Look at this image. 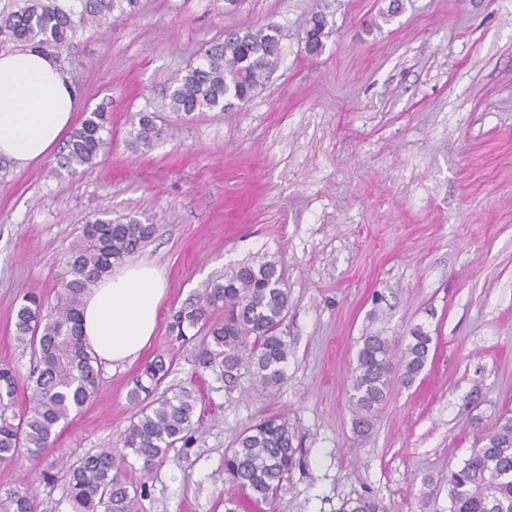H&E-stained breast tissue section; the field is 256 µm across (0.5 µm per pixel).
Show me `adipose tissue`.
<instances>
[{
	"label": "adipose tissue",
	"instance_id": "1",
	"mask_svg": "<svg viewBox=\"0 0 512 512\" xmlns=\"http://www.w3.org/2000/svg\"><path fill=\"white\" fill-rule=\"evenodd\" d=\"M77 108L71 79L36 50L0 52V158L26 167L45 158ZM166 283L155 265L129 263L83 297L82 334L103 362L134 361L153 340Z\"/></svg>",
	"mask_w": 512,
	"mask_h": 512
}]
</instances>
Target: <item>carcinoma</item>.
I'll return each instance as SVG.
<instances>
[{
    "instance_id": "obj_1",
    "label": "carcinoma",
    "mask_w": 512,
    "mask_h": 512,
    "mask_svg": "<svg viewBox=\"0 0 512 512\" xmlns=\"http://www.w3.org/2000/svg\"><path fill=\"white\" fill-rule=\"evenodd\" d=\"M122 0H15L0 11V51L33 48L62 60L78 30L109 27ZM308 55L320 56L328 37L322 11L308 21ZM282 30L275 24L224 31V40L208 44L199 62L173 81L169 108L187 116L225 112L251 99L277 68ZM110 116L102 108L88 113L67 141L61 167L72 176L98 164L108 145ZM132 144L150 148L162 134L155 116L138 113L131 119ZM156 227L134 217L112 219L103 210L83 225L78 241L65 258L56 303L33 288L23 296L14 322L18 341L36 359L29 376L32 395L23 411L15 409L18 377L0 366V465L21 458L38 459L52 445L60 424L92 400L99 388L100 366L81 334L80 307L86 292L112 273V268L138 252ZM289 293L275 263H239L224 275L201 285L191 302L173 317L170 331L184 341L189 332L206 331L209 341L202 363L222 369L233 383L247 374L264 388H277L285 376L288 341L281 326ZM217 311L224 320L212 321ZM431 336L420 328L399 344L385 336L364 337L356 357L349 407L353 431L368 436L392 388L409 386L424 369ZM161 355L146 362L133 379L128 400L138 410L117 448H101L64 468L71 512H135L138 485L134 462L148 468L163 461L171 448L187 442L199 402L193 389L154 396L170 373ZM463 464L448 478L449 512H512V417L481 439ZM237 447L224 454V473L247 502L273 501L295 462L288 420L269 417L241 433ZM33 497L11 490L0 499V512H33ZM338 512H383L374 498L342 502Z\"/></svg>"
}]
</instances>
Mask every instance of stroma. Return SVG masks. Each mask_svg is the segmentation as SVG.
I'll use <instances>...</instances> for the list:
<instances>
[{"mask_svg": "<svg viewBox=\"0 0 512 512\" xmlns=\"http://www.w3.org/2000/svg\"><path fill=\"white\" fill-rule=\"evenodd\" d=\"M136 0L110 29L73 39L65 67L74 123L102 106L111 136L99 164L60 169L64 144L0 180V364L31 396L35 359L14 333L33 288L58 291L68 248L100 210L156 233L136 255L163 273L159 330L134 362L101 368L95 398L36 462L0 468V494L27 488L37 512H71L63 464L113 448L135 408L145 362L171 359L164 389L205 407L188 445L150 472L139 512H224L238 488L224 452L270 415L287 419L296 464L263 512H337L378 498L385 512H448V475L512 416V0ZM328 15L321 56L304 50L312 12ZM281 27L278 66L247 102L188 117L167 108L170 80L225 30ZM163 134L131 143V118ZM272 260L290 302L285 377L269 392L227 386L203 367L204 337L170 336L172 315L209 278ZM432 338L419 378L395 386L368 438L348 396L364 336Z\"/></svg>", "mask_w": 512, "mask_h": 512, "instance_id": "35a3bbf8", "label": "stroma"}]
</instances>
